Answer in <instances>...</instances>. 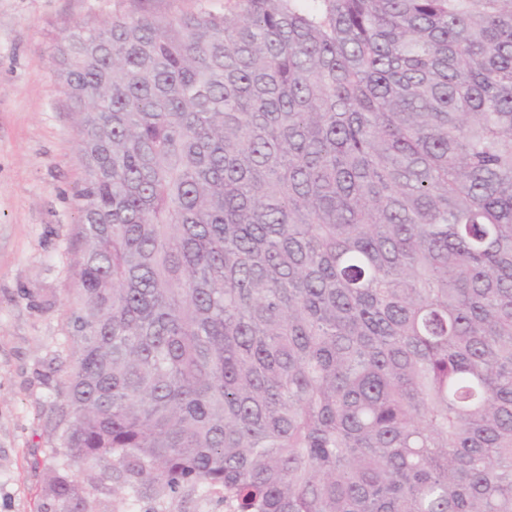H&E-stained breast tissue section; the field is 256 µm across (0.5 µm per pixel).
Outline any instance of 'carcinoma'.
I'll list each match as a JSON object with an SVG mask.
<instances>
[{"label":"carcinoma","mask_w":512,"mask_h":512,"mask_svg":"<svg viewBox=\"0 0 512 512\" xmlns=\"http://www.w3.org/2000/svg\"><path fill=\"white\" fill-rule=\"evenodd\" d=\"M52 58L67 465L234 512H512V0H227Z\"/></svg>","instance_id":"1"}]
</instances>
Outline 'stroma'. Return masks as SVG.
<instances>
[{
    "label": "stroma",
    "mask_w": 512,
    "mask_h": 512,
    "mask_svg": "<svg viewBox=\"0 0 512 512\" xmlns=\"http://www.w3.org/2000/svg\"><path fill=\"white\" fill-rule=\"evenodd\" d=\"M225 0H0V512H56L45 481L64 466L54 405L64 388L67 290L82 243L75 115L53 45L73 26L116 15L174 19ZM90 512H228L215 496L177 497L91 466L72 471Z\"/></svg>",
    "instance_id": "1"
}]
</instances>
